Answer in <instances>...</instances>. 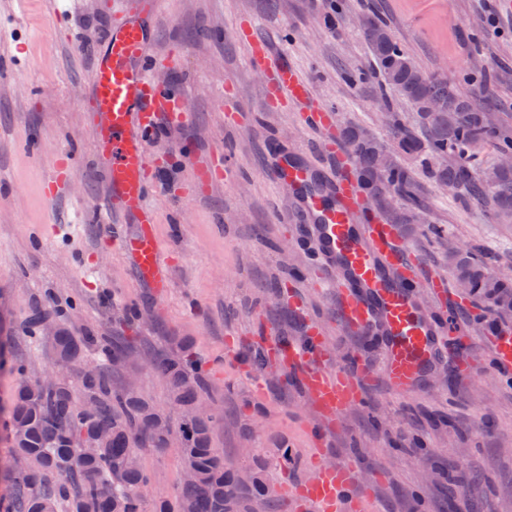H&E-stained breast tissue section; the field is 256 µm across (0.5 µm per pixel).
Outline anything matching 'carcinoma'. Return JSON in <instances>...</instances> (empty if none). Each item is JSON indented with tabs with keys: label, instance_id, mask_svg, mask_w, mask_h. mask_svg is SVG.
Segmentation results:
<instances>
[{
	"label": "carcinoma",
	"instance_id": "cac0c4a2",
	"mask_svg": "<svg viewBox=\"0 0 512 512\" xmlns=\"http://www.w3.org/2000/svg\"><path fill=\"white\" fill-rule=\"evenodd\" d=\"M386 26L372 22L367 28L372 53L382 77L380 92L401 95L417 110L428 129L422 140L393 117V138L400 153L422 159L435 178L473 199L491 196L502 221L512 220V168L498 169L493 180L485 177L479 152L490 141H498V153H512V134L484 122V112L455 93L447 83L428 78L417 82L400 69L407 61L393 37L381 41L376 32ZM349 143L359 169L358 183L363 194L377 202L395 194L410 202L402 222L416 219L417 183L412 172L391 156L382 169L378 155L383 144L359 132L349 135ZM451 155L455 162L441 165ZM448 266L456 278L474 285L473 297L486 311L512 312V279L489 275L484 260L473 250L448 253ZM67 319L61 309L35 307L28 330L37 332L51 320ZM97 337L76 336L64 327L55 336L56 356L79 366L85 352L96 346ZM179 410V420L158 409L138 393L112 390L101 371L84 370L80 377L83 401L66 382L45 383L26 376L24 367L14 364L17 374L9 409V426L14 430L13 451L25 460V468L13 483L10 512H143V492L149 475L136 448L168 447L171 431L179 433L183 469L195 472V479L181 483L178 494L159 495L153 512H249L246 502L264 499L273 507L262 467L256 466L248 478L224 468V457L212 447V431L217 418L195 411L205 400V375L184 357H160L154 363Z\"/></svg>",
	"mask_w": 512,
	"mask_h": 512
}]
</instances>
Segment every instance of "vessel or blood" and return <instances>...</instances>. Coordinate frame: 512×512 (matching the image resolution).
Wrapping results in <instances>:
<instances>
[{"label":"vessel or blood","mask_w":512,"mask_h":512,"mask_svg":"<svg viewBox=\"0 0 512 512\" xmlns=\"http://www.w3.org/2000/svg\"><path fill=\"white\" fill-rule=\"evenodd\" d=\"M151 37L136 16L110 28L93 61L91 94L103 125L94 130L99 154L111 157L107 179L113 210L142 216L135 233L115 227L126 254L154 288L164 290L167 276L157 255L143 182L144 142L161 131L159 115L182 117L187 104L170 88L154 83L149 75L158 61L150 56ZM277 91L295 100L311 97L309 85L289 65H282ZM282 180L295 185L304 202L299 215L306 230L320 243V256L334 273L344 277L341 296L345 326L382 339L386 354L385 375L397 391L410 390L416 373L439 353L435 320L421 318L413 305L414 267L403 262L392 243V232L377 215L364 214V203L354 179H317L298 160L284 161ZM264 353L296 366L298 350L291 341L269 339ZM302 389L323 409L348 410L360 393L359 379L338 371L328 378L314 369L300 373ZM354 475L345 465L327 468L303 485L305 499L322 504L323 512H347L342 492Z\"/></svg>","instance_id":"b4317fda"}]
</instances>
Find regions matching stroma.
Instances as JSON below:
<instances>
[{"instance_id":"stroma-1","label":"stroma","mask_w":512,"mask_h":512,"mask_svg":"<svg viewBox=\"0 0 512 512\" xmlns=\"http://www.w3.org/2000/svg\"><path fill=\"white\" fill-rule=\"evenodd\" d=\"M130 12L152 6L151 75L179 91L188 112L143 147L153 191L147 203L171 286L154 295L96 214L110 195V158L94 149L91 130L105 117L89 83L93 55L122 15L115 0H0V347L31 379L53 370L49 341L25 325L37 304L71 314L72 331L120 340L128 360L102 350L87 364L114 387L137 379L138 391L174 414L152 361L177 353L178 342L209 379V402L221 420L213 445L227 469L248 472L261 462L276 512H301L288 494L294 480L322 466L352 460L369 512H512V375L493 366L494 332L512 335V314L484 313L459 298L448 247L482 248L492 273H512V224L491 205L465 202L418 169L423 218L395 227L398 249L417 262L419 279L445 283L444 298L428 291L416 303L443 315V349L408 392L384 378L379 337L348 332L338 318L342 279L327 274L318 246L291 215L298 198L279 179L280 152L303 158L334 177L327 149L349 127L392 145V115L422 132L417 111L399 99L394 113L377 102L381 77L363 19L388 23L398 45L428 74L445 81L480 110L496 113L512 132V12L500 0H128ZM253 27L287 56L320 102L336 112V132L313 130L297 105L267 99L269 67L254 62L241 30ZM361 73L349 82L347 72ZM448 238L436 239L432 225ZM302 340L317 322L326 371L359 357L372 372L363 407L326 427L328 453L315 456L323 415L291 383L281 365L256 371L253 328ZM463 338V351L450 341ZM15 375L0 368V512H6L16 462L8 408ZM150 477L143 510L181 486L178 449H140ZM464 476L456 496L450 477Z\"/></svg>"}]
</instances>
